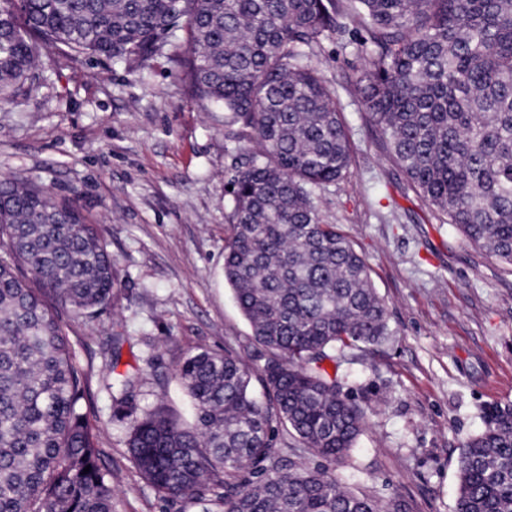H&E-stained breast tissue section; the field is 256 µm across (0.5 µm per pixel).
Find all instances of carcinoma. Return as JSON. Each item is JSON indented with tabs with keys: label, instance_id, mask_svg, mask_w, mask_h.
I'll return each instance as SVG.
<instances>
[{
	"label": "carcinoma",
	"instance_id": "1",
	"mask_svg": "<svg viewBox=\"0 0 512 512\" xmlns=\"http://www.w3.org/2000/svg\"><path fill=\"white\" fill-rule=\"evenodd\" d=\"M349 24L365 33L366 62L345 89L411 190L512 266V0H0V104L30 92L47 52L138 71L182 27L189 91L249 143L229 181L224 278L264 365L230 352L183 357L175 377L189 422L165 405L140 409L138 374L113 383L135 468L199 512H384L332 465L369 410L338 372L391 335L387 308L366 260L312 200L351 164L336 85L311 63ZM116 285L105 242L74 202L0 179V512H112V471L82 408L88 378L59 311L95 317ZM484 418L458 455L454 512H512V404ZM280 428L330 466L275 452Z\"/></svg>",
	"mask_w": 512,
	"mask_h": 512
}]
</instances>
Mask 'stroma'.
<instances>
[{
  "label": "stroma",
  "mask_w": 512,
  "mask_h": 512,
  "mask_svg": "<svg viewBox=\"0 0 512 512\" xmlns=\"http://www.w3.org/2000/svg\"><path fill=\"white\" fill-rule=\"evenodd\" d=\"M184 36L175 31L173 47ZM173 47L133 73L108 59L44 55L31 94L0 108V176L76 200L116 264L106 313L61 317L89 377L84 411L112 471V512H198L162 499L137 472L112 401L117 375L139 369L138 405L186 416L174 378L181 357L205 349L264 363L224 278L227 182L243 144L227 136L223 113L188 94ZM318 59L338 88L352 159L347 176L314 189L313 200L365 258L392 331L347 370L345 391L371 409L337 472L381 506L454 512L463 440L482 429L483 406L512 403V266L440 223L409 189L345 89L365 66L359 36L324 41ZM116 334L124 343L114 366Z\"/></svg>",
  "instance_id": "1"
}]
</instances>
